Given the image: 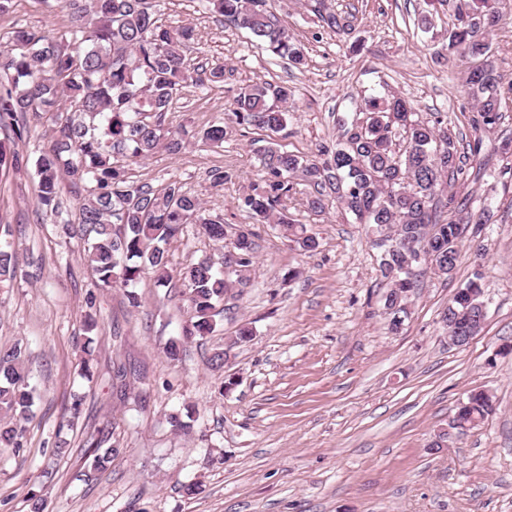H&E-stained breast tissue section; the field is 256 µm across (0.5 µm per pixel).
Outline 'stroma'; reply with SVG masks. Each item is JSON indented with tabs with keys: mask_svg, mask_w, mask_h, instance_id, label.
<instances>
[{
	"mask_svg": "<svg viewBox=\"0 0 512 512\" xmlns=\"http://www.w3.org/2000/svg\"><path fill=\"white\" fill-rule=\"evenodd\" d=\"M455 2L277 0L278 18L305 50L296 67L201 0H160L169 25L194 27L193 63L223 66L224 84L182 88L169 120L190 136L187 149L158 152L131 175L155 186L182 182L255 242L247 285L225 294L224 319L204 338L182 337L181 282L159 287L147 275L129 289L100 286L83 240L69 232L84 191L65 180L58 211L39 206L32 162L51 131L25 118L15 144L22 166L0 175V228L17 260L15 279L0 287V347L26 346L35 407L23 450L0 448V512H29L33 491L45 512H512V150L504 147L512 140V0H500L491 35L501 76V118L491 128L473 123L464 65L437 55ZM326 12L347 17L348 27L323 26ZM425 15L431 27L422 26ZM19 26L56 36L70 22L61 7L14 0L0 14V37ZM265 82L293 91L287 133L273 140L298 154L335 142L339 119L363 99L390 94L422 118L440 114L460 150L481 142L449 192L472 209L488 207L491 220L467 231L451 275L419 264L399 331L383 314L378 234L337 208L311 211L315 189L303 182L285 211L320 245L299 251L281 225L253 223L239 205L273 140L237 125L221 148L194 141L231 120L239 87ZM217 167L229 175L220 186L209 177ZM167 250L176 270L203 256L224 264L222 245L193 226ZM476 273L486 321L468 345L453 347L440 314ZM245 325L253 335L237 342ZM178 338L173 360L166 347ZM223 350L227 361L213 366ZM473 391L492 395L494 413L440 439ZM187 407L190 428L171 426L170 414ZM98 428L111 432L119 453L94 471L85 449ZM191 484L196 494L186 493Z\"/></svg>",
	"mask_w": 512,
	"mask_h": 512,
	"instance_id": "obj_1",
	"label": "stroma"
}]
</instances>
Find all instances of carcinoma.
<instances>
[{"label":"carcinoma","mask_w":512,"mask_h":512,"mask_svg":"<svg viewBox=\"0 0 512 512\" xmlns=\"http://www.w3.org/2000/svg\"><path fill=\"white\" fill-rule=\"evenodd\" d=\"M210 11L263 43L273 55L300 64L304 59L291 34L267 0H206ZM71 18L68 34L59 38L27 28L11 32L10 48L0 52V129L20 140L25 127L18 117L31 114L52 126L49 148L35 162L39 204L59 207L61 178L82 184L80 232L87 241L85 259L103 286L137 283L146 273L159 285L171 278L165 249L188 226L222 242L224 216L208 212L201 199L177 180L157 187L130 179L128 163L145 160L160 150L177 155L186 148L172 130L168 114L179 88L216 87L224 83V67H190L186 52L195 31L184 25L163 24L156 0H62ZM500 15L490 0H458L455 23L442 50L467 66L465 88L476 102L475 122L492 126L500 119V79L489 34ZM292 90L271 83L246 85L237 90L229 111L239 125L276 136L288 127V100ZM443 120L419 118L403 98L371 97L356 107L349 125L336 142L322 144L305 157L268 148L260 158L262 184L241 199V207L261 224L285 226L291 241L304 252L319 247L317 237L304 225H295L279 207L288 200L297 177L313 184L318 195L308 202L322 212L329 204L368 224L378 233L394 231L425 243L435 255L433 271L450 274L460 258L465 224H486L490 211L480 208L464 220L445 218L443 210L462 212L468 205L443 200L444 186L464 174V153L452 134L441 131ZM228 135L224 125L199 133V141L220 148ZM18 164V154L0 141V173ZM253 233L235 232L236 258L225 262L232 276L202 258L179 271L187 287V338L215 331L222 310L217 303L224 291L248 280L254 253ZM407 255L385 251L379 267L387 280L384 308L407 314L406 300L416 280L399 267ZM16 274L8 242L0 241V282ZM481 286L472 279L458 288L448 303L452 319L466 320L471 296ZM28 355L20 345L0 351V444L21 448L23 422L33 406L26 380ZM494 410L484 392L470 394L459 404L451 428L464 435ZM88 452L92 467L106 468L117 453L105 430L91 436Z\"/></svg>","instance_id":"1"}]
</instances>
